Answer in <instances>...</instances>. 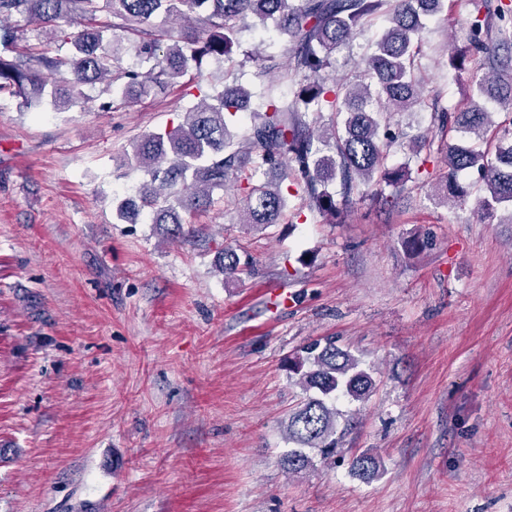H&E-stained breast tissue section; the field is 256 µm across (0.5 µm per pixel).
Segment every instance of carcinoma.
Here are the masks:
<instances>
[{
	"label": "carcinoma",
	"instance_id": "cac0c4a2",
	"mask_svg": "<svg viewBox=\"0 0 512 512\" xmlns=\"http://www.w3.org/2000/svg\"><path fill=\"white\" fill-rule=\"evenodd\" d=\"M444 7L445 0H0V93L26 108L47 95L53 110L62 112L78 103L83 86L104 80V93L112 94L117 86L123 99H142L175 85L193 66L230 58L247 20H272L288 43L292 98L283 105L269 98L243 142L229 133L227 119L244 111L250 94L234 83L224 84L212 103L189 110L173 130L144 135L126 160L148 179L138 200L118 206L121 218L129 220L139 208L151 207L153 223L171 225L167 234L173 238L185 237L193 230L184 229L180 212L198 210L213 191L232 181L246 190L248 223L276 224L286 196L278 186L257 182L267 166L280 169L282 180L305 193L310 209L335 222L356 197L368 193L386 202V189L408 181V169L386 166L391 148L406 144L430 157H444L447 171L441 181L458 202L470 191L457 181L458 173L477 171L484 186L483 211L492 217L506 204L512 223V119L497 122L482 106L493 99L512 109L509 0H498L492 11H477L465 45L449 54L452 67L470 76V106L450 109L436 97L429 129L408 135L390 128L392 113L411 112L423 101L414 75L420 36ZM160 16L191 19L193 24L165 46L167 34L155 24ZM379 16L386 25L363 60L364 79L330 86L332 55L358 25ZM32 20L39 22L47 41L57 44L55 53L27 43L23 23ZM65 23L79 30L69 31ZM110 30L135 37L137 56L154 61L147 74L124 67L121 40L104 41ZM219 260L224 273L239 271L235 252L226 249ZM289 371L302 400L288 415L285 439L293 447L281 463L290 473H302L314 466L316 455L323 463L336 462L343 452L337 429L344 417L336 401L365 402L375 380L372 370L333 337L301 347L290 358ZM350 468L372 480L380 460L361 453Z\"/></svg>",
	"mask_w": 512,
	"mask_h": 512
}]
</instances>
